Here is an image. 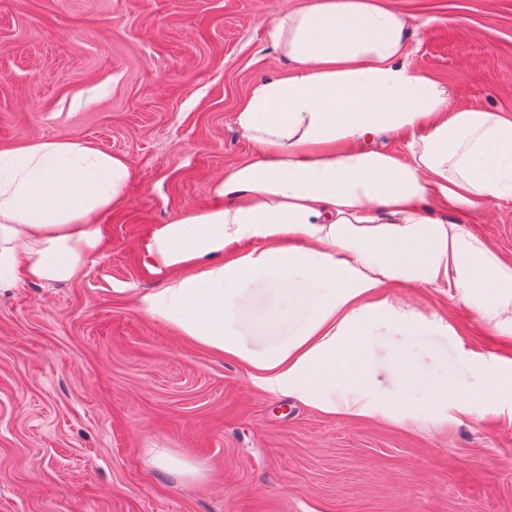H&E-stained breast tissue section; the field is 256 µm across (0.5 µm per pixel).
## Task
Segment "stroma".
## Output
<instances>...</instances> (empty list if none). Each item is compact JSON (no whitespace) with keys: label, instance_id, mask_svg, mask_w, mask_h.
Returning <instances> with one entry per match:
<instances>
[{"label":"stroma","instance_id":"1","mask_svg":"<svg viewBox=\"0 0 512 512\" xmlns=\"http://www.w3.org/2000/svg\"><path fill=\"white\" fill-rule=\"evenodd\" d=\"M419 72L452 107L512 116V0H383ZM300 0H0V151L36 140L123 157L117 207L76 278L0 288V512H512V414L433 426L319 412L257 389L236 361L142 311L161 288L142 243L217 205L253 155L235 127L249 87L283 76L269 36ZM512 265V200L466 219ZM452 335L384 324L370 357L393 386L405 353L431 380L483 386L512 359L447 285L389 289ZM197 467L158 468L156 450Z\"/></svg>","mask_w":512,"mask_h":512}]
</instances>
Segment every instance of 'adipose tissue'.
Returning <instances> with one entry per match:
<instances>
[{
	"mask_svg": "<svg viewBox=\"0 0 512 512\" xmlns=\"http://www.w3.org/2000/svg\"><path fill=\"white\" fill-rule=\"evenodd\" d=\"M270 36L288 73L252 84L235 116L254 155L216 185L223 205L154 227L144 248L167 283L140 308L238 360L262 391L329 415L444 423L511 395V371L478 363L485 384L466 392L405 357L390 390L366 336L379 322L448 332L384 296L441 282L512 335V266L455 219L512 199V117L449 108L447 87L414 69L403 16L379 0H305ZM388 134L406 155L375 147ZM129 176L88 144L0 151V285L75 278L99 247L91 217L123 200ZM251 284L270 302L240 304Z\"/></svg>",
	"mask_w": 512,
	"mask_h": 512,
	"instance_id": "ef3b65f1",
	"label": "adipose tissue"
}]
</instances>
